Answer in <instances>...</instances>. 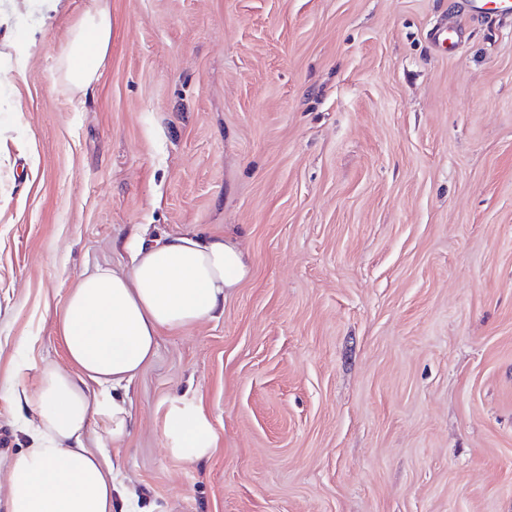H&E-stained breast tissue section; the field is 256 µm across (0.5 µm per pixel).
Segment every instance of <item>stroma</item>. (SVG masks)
<instances>
[{
  "label": "stroma",
  "instance_id": "obj_1",
  "mask_svg": "<svg viewBox=\"0 0 512 512\" xmlns=\"http://www.w3.org/2000/svg\"><path fill=\"white\" fill-rule=\"evenodd\" d=\"M106 4L85 96L61 53L96 0H0V460L30 445L15 386L67 364L85 272L129 266L138 229L229 234L250 276L127 391L135 512H512V15ZM179 400L217 436L204 461L169 450Z\"/></svg>",
  "mask_w": 512,
  "mask_h": 512
}]
</instances>
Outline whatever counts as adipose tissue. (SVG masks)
<instances>
[{"label": "adipose tissue", "mask_w": 512, "mask_h": 512, "mask_svg": "<svg viewBox=\"0 0 512 512\" xmlns=\"http://www.w3.org/2000/svg\"><path fill=\"white\" fill-rule=\"evenodd\" d=\"M111 39L105 7L87 13L61 58L64 75L89 94ZM131 264L86 274L70 292L60 319L69 368L45 367L34 394L18 393L32 415L34 444L5 463L9 491L0 512H124L115 466L106 451L84 444L91 414L105 439L120 443L132 414L120 395L155 355L161 330L215 318L226 294L250 265L235 237L134 235ZM163 433L177 457H207L216 436L202 409L172 406Z\"/></svg>", "instance_id": "ef3b65f1"}]
</instances>
